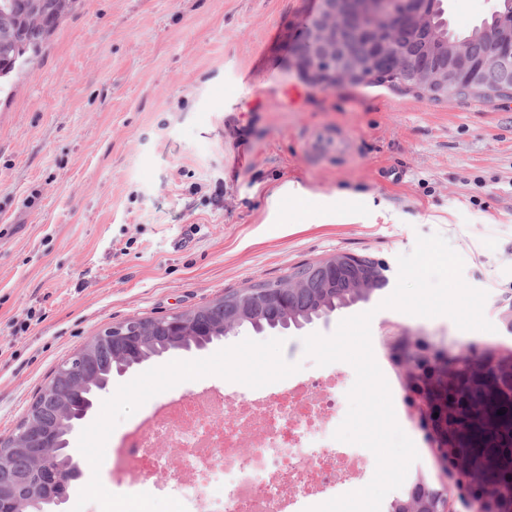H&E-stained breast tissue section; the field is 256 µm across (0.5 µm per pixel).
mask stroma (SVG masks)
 Wrapping results in <instances>:
<instances>
[{
    "instance_id": "stroma-1",
    "label": "stroma",
    "mask_w": 512,
    "mask_h": 512,
    "mask_svg": "<svg viewBox=\"0 0 512 512\" xmlns=\"http://www.w3.org/2000/svg\"><path fill=\"white\" fill-rule=\"evenodd\" d=\"M494 0H444L468 32ZM319 0H78L37 64L0 94V438L52 371L107 327L183 312L282 277L303 262L369 255L388 284L302 329L242 327L203 349L171 350L113 375L69 437L83 470L69 494L93 512L170 494L178 461L116 484L113 443L165 399L201 387L241 395L321 374L354 384L346 362L318 366L303 340L373 311L371 344L396 420L419 458L407 474L472 494L435 455L392 360L403 337L428 353H512V101H432L385 87L314 85L293 51ZM314 128L353 134L355 154L310 160ZM294 182L303 213L275 189ZM442 234L485 290L493 331L382 308L397 257ZM192 363L189 373L177 363Z\"/></svg>"
}]
</instances>
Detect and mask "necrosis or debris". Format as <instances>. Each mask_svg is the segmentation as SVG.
I'll return each mask as SVG.
<instances>
[{
    "label": "necrosis or debris",
    "instance_id": "1",
    "mask_svg": "<svg viewBox=\"0 0 512 512\" xmlns=\"http://www.w3.org/2000/svg\"><path fill=\"white\" fill-rule=\"evenodd\" d=\"M340 416L332 378L258 387L233 409L224 392L203 387L158 404L114 444L108 470L145 478L173 456L180 470L172 492L183 512H274L283 499L323 492L365 466L334 439Z\"/></svg>",
    "mask_w": 512,
    "mask_h": 512
}]
</instances>
